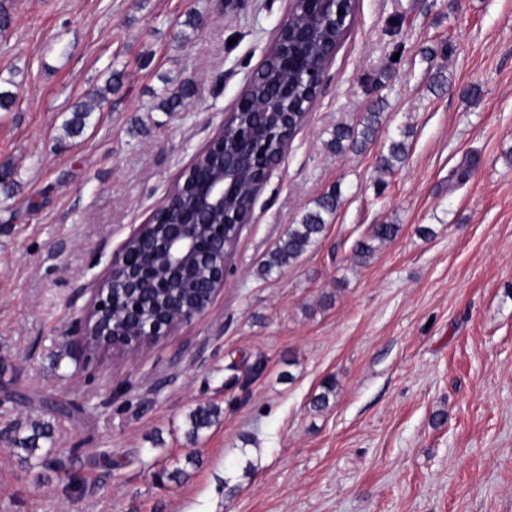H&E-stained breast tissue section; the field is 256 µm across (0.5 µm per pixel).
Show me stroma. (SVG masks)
<instances>
[{
  "instance_id": "obj_1",
  "label": "stroma",
  "mask_w": 512,
  "mask_h": 512,
  "mask_svg": "<svg viewBox=\"0 0 512 512\" xmlns=\"http://www.w3.org/2000/svg\"><path fill=\"white\" fill-rule=\"evenodd\" d=\"M289 7L0 0V512H512V0H355L206 313L135 353L78 342L91 288L223 129ZM187 80L188 105L159 110ZM370 112L365 146L330 148ZM394 141L406 161L382 171ZM334 188L319 240L262 275ZM384 223L397 237L358 260ZM201 405L220 416L192 441ZM18 422L50 425L42 463L4 442ZM119 73L111 74L104 87L97 88L93 98L89 102H79L71 110V117L64 123V130L67 136H73L83 131L86 125V119L96 107L108 101L109 94L114 92L119 84Z\"/></svg>"
}]
</instances>
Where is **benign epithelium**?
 I'll return each mask as SVG.
<instances>
[{"mask_svg":"<svg viewBox=\"0 0 512 512\" xmlns=\"http://www.w3.org/2000/svg\"><path fill=\"white\" fill-rule=\"evenodd\" d=\"M307 3H317L320 8L311 13V26L296 31V38L303 44L314 40L315 26L323 20L330 4L334 6L332 20L340 31H347L354 21V10L349 8L353 0H290L288 16L279 32L289 31L299 7ZM337 47L336 42L324 45L317 64L301 66L299 78L312 94L311 102L298 117L280 110L281 121L274 129L266 122L270 109L253 101L246 90L239 95L234 109L252 113V122L239 126L226 120L224 130L205 147L209 153L224 155L223 171L209 178L194 196L193 205L182 211L176 221L159 225L157 234L145 235L139 227L123 242L79 320L84 340L103 350L132 352L160 341L179 325L207 311L215 295L224 288L232 255L224 249V225H231V236L237 238L242 225L250 219L248 213H225V201L240 191L258 194L274 168L272 163L260 165L256 177L246 184L236 156L252 154L270 136L286 147L290 145L325 86L328 66ZM201 263L208 264V277L205 287L198 288L194 273ZM178 283L185 285L186 293L179 302L172 303L169 289ZM149 293L162 299V304L146 308L144 298Z\"/></svg>","mask_w":512,"mask_h":512,"instance_id":"obj_1","label":"benign epithelium"}]
</instances>
